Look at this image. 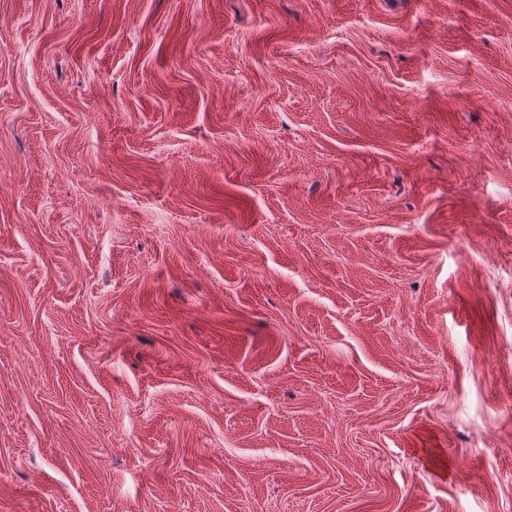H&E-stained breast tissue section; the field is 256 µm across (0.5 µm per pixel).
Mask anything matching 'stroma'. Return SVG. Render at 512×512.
Returning <instances> with one entry per match:
<instances>
[{
	"instance_id": "1",
	"label": "stroma",
	"mask_w": 512,
	"mask_h": 512,
	"mask_svg": "<svg viewBox=\"0 0 512 512\" xmlns=\"http://www.w3.org/2000/svg\"><path fill=\"white\" fill-rule=\"evenodd\" d=\"M0 512H512V0H0Z\"/></svg>"
}]
</instances>
